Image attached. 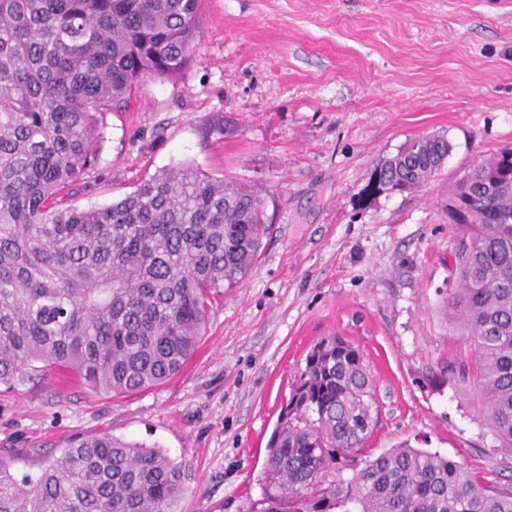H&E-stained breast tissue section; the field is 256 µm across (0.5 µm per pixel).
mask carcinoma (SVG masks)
<instances>
[{"mask_svg":"<svg viewBox=\"0 0 512 512\" xmlns=\"http://www.w3.org/2000/svg\"><path fill=\"white\" fill-rule=\"evenodd\" d=\"M201 0H0V385L69 371L136 393L181 371L208 311L254 267L269 224L258 191L185 164L102 208L64 205L99 160L102 113L192 61ZM449 144L408 141L370 181L427 185ZM452 332L470 356L433 377L474 381L499 447L512 448V149L448 190ZM374 384L359 351L319 342L267 447L250 512H512L462 465L405 444L378 456ZM186 464L109 434L16 479L0 459V512H172Z\"/></svg>","mask_w":512,"mask_h":512,"instance_id":"obj_1","label":"carcinoma"}]
</instances>
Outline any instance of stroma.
<instances>
[{
  "mask_svg": "<svg viewBox=\"0 0 512 512\" xmlns=\"http://www.w3.org/2000/svg\"><path fill=\"white\" fill-rule=\"evenodd\" d=\"M102 127L72 207L110 205L190 163L260 188L272 229L162 385L105 394L54 369L0 386V458L15 475L109 434L186 463L175 512H246L307 353L340 336L376 379L374 453L406 443L512 491V451L474 384L431 383L469 352L449 324L448 190L512 149V0H203L187 69L141 83ZM434 133L450 150L431 182L365 195L382 159Z\"/></svg>",
  "mask_w": 512,
  "mask_h": 512,
  "instance_id": "35a3bbf8",
  "label": "stroma"
}]
</instances>
